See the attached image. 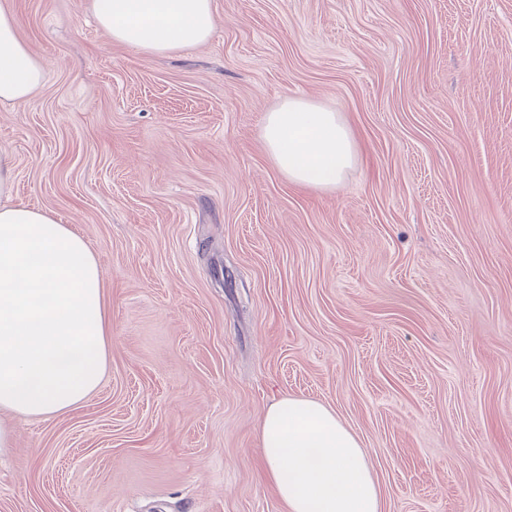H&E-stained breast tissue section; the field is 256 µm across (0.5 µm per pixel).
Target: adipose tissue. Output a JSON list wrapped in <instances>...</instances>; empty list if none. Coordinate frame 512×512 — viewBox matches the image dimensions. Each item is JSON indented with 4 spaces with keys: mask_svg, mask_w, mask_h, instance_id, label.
Instances as JSON below:
<instances>
[{
    "mask_svg": "<svg viewBox=\"0 0 512 512\" xmlns=\"http://www.w3.org/2000/svg\"><path fill=\"white\" fill-rule=\"evenodd\" d=\"M113 41L147 56L206 43L213 0H90ZM45 65L0 5V102L27 103ZM262 141L289 182L335 187L356 162L340 113L303 99L266 112ZM14 176L0 155V455L15 442L14 417L48 419L77 408L107 368L109 306L95 254L70 225L46 210L12 203ZM264 479L286 512H382L381 490L357 437L334 409L284 397L259 432Z\"/></svg>",
    "mask_w": 512,
    "mask_h": 512,
    "instance_id": "adipose-tissue-1",
    "label": "adipose tissue"
}]
</instances>
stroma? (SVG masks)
Listing matches in <instances>:
<instances>
[{
	"label": "stroma",
	"mask_w": 512,
	"mask_h": 512,
	"mask_svg": "<svg viewBox=\"0 0 512 512\" xmlns=\"http://www.w3.org/2000/svg\"><path fill=\"white\" fill-rule=\"evenodd\" d=\"M45 64L0 107L15 199L94 252L102 384L16 417L0 512H283L259 428L333 408L383 512H512V0H213L145 56L89 0H6ZM340 112L357 159L293 184L262 118Z\"/></svg>",
	"instance_id": "1"
}]
</instances>
